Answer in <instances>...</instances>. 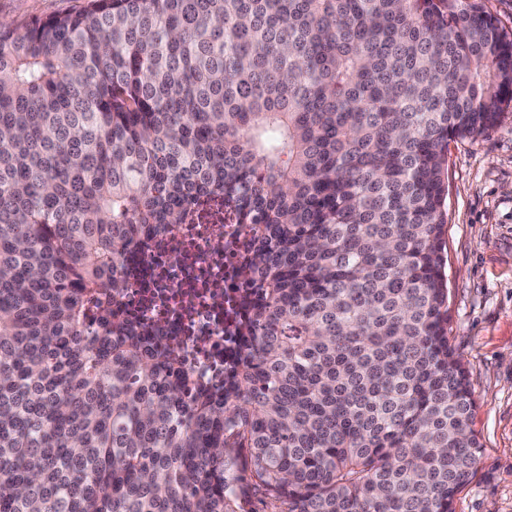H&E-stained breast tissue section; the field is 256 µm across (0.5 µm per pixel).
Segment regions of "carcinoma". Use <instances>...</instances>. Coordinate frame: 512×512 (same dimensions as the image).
<instances>
[{
    "label": "carcinoma",
    "mask_w": 512,
    "mask_h": 512,
    "mask_svg": "<svg viewBox=\"0 0 512 512\" xmlns=\"http://www.w3.org/2000/svg\"><path fill=\"white\" fill-rule=\"evenodd\" d=\"M487 0H89L0 24V512H454L448 144L512 103ZM248 225L216 381L127 261Z\"/></svg>",
    "instance_id": "cac0c4a2"
}]
</instances>
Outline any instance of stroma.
<instances>
[{
	"label": "stroma",
	"mask_w": 512,
	"mask_h": 512,
	"mask_svg": "<svg viewBox=\"0 0 512 512\" xmlns=\"http://www.w3.org/2000/svg\"><path fill=\"white\" fill-rule=\"evenodd\" d=\"M88 0H0L21 26ZM443 273L449 336L465 363L482 449L455 512H512V106L489 133L448 145Z\"/></svg>",
	"instance_id": "1"
}]
</instances>
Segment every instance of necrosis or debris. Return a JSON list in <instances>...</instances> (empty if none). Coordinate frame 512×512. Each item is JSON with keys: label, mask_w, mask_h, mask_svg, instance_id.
<instances>
[{"label": "necrosis or debris", "mask_w": 512, "mask_h": 512, "mask_svg": "<svg viewBox=\"0 0 512 512\" xmlns=\"http://www.w3.org/2000/svg\"><path fill=\"white\" fill-rule=\"evenodd\" d=\"M244 237V225L223 207L202 211L139 265L125 298L139 318L163 321L167 335L182 341L186 367L206 378L241 342L235 299L248 283L236 270V251Z\"/></svg>", "instance_id": "4bbe7bcc"}]
</instances>
